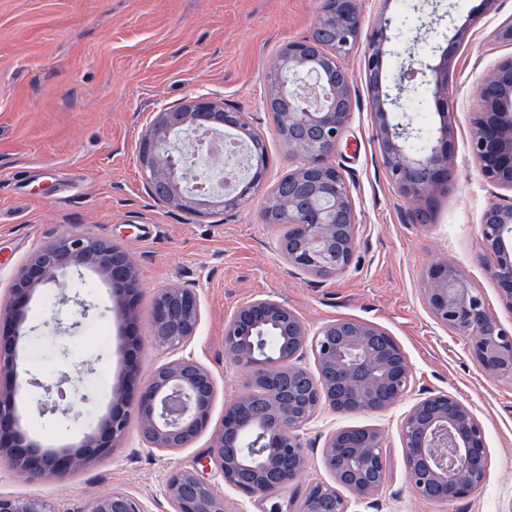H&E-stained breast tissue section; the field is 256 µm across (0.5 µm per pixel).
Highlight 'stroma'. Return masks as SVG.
I'll return each instance as SVG.
<instances>
[{"mask_svg": "<svg viewBox=\"0 0 512 512\" xmlns=\"http://www.w3.org/2000/svg\"><path fill=\"white\" fill-rule=\"evenodd\" d=\"M362 0L365 27L392 16L400 38L386 43L389 67L399 70L409 47L424 50L451 27L465 28L449 81L419 87L427 128L439 124L437 98L453 113L452 175L415 203L390 181L375 139L363 51L345 64L354 105L336 164L349 185L360 232L351 266L318 277L279 255L281 228L264 223L262 198L225 213L189 221L155 199L139 162V138L166 106L206 95L248 112L267 134L266 187L290 168L265 108L267 69L287 42L310 36L319 0H0V301L35 251L62 233L117 243L136 263L141 291L134 327L103 313L108 291L101 274L70 270L40 285L23 311L26 339L19 377L29 384L24 415L29 435L45 448H72L98 430L108 406L128 391L130 375L145 379L172 358L151 338L154 301L174 285L195 289L201 318L184 354L216 381L209 422L187 448L149 450L130 424L112 454L66 481H30L0 465V495L56 501L60 512H87L112 490L142 501L148 512H169L163 494L178 470H200L224 409L246 385V374L225 356L224 325L251 299L271 297L310 328L345 318L385 330L406 353L413 378L389 410L339 416L322 411L304 431L309 463L286 493L300 501L314 481H330L321 448L345 427L377 429L383 437L387 483L359 512H512V375L491 377L472 359L466 337L439 323L422 294L435 263L450 262L478 288L489 312L512 328L481 258V218L512 191L488 184L475 163L470 131L475 93L486 75L512 58V42L495 30L512 16V0ZM66 306H59L60 298ZM84 398L63 419L40 413L45 390ZM449 393L467 403L485 433L488 476L467 498L441 503L411 489L403 466L401 423L420 398Z\"/></svg>", "mask_w": 512, "mask_h": 512, "instance_id": "1", "label": "stroma"}]
</instances>
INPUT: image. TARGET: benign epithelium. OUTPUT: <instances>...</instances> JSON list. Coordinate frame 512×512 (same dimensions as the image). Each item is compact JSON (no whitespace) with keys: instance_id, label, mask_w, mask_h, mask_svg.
Wrapping results in <instances>:
<instances>
[{"instance_id":"benign-epithelium-1","label":"benign epithelium","mask_w":512,"mask_h":512,"mask_svg":"<svg viewBox=\"0 0 512 512\" xmlns=\"http://www.w3.org/2000/svg\"><path fill=\"white\" fill-rule=\"evenodd\" d=\"M392 20L385 18L364 32L361 0H320L314 33L286 43L271 65L269 98L288 102L276 113L274 132L288 153V195H264L262 217L268 224H287L290 238L280 254L288 265L326 277L351 265L359 232L352 195L333 161L353 109V80L344 58L365 44L364 64L371 93L375 138L388 176L406 198L420 201L451 175L450 112L438 109L439 126L422 152L411 151L414 135L407 114L391 107L420 85H441L448 78L459 28L440 56L408 52L407 63L387 80L383 45ZM471 150L490 184L512 191V58L499 64L477 94ZM205 129L243 133V145L256 153L252 172L241 175L221 193L201 194L183 184L181 155L169 148L177 130ZM265 134L249 113L228 108L204 95L191 96L156 113L139 141V161L150 193L160 202L202 218L214 209L234 210L263 190L261 150ZM484 249L497 256L486 266L512 309V203H491L481 221ZM97 240L65 233L43 246L0 304V323L9 325L5 342L25 338L23 308L38 285L69 267H88ZM100 273L124 291V312L132 313L141 282L135 264L122 252L107 260ZM423 296L434 318L470 339L471 355L490 376L512 375V332L487 310L477 289L456 268L442 261L422 282ZM199 299L192 288L172 286L157 294L152 338L177 349L196 334ZM270 326L288 337V347L260 351L253 341ZM225 354L243 369L249 390L225 407L224 419L211 437L207 458L224 483L239 493L266 501L297 482L308 466L303 431L323 410L337 415L377 413L391 408L406 393L412 377L401 347L380 328L356 319L336 320L315 330L284 303L258 298L240 305L224 330ZM311 353L313 365L304 361ZM15 382L0 392V458L30 480L64 481L89 459L112 452L130 417L150 448H187L207 426L216 382L211 371L191 356L174 358L151 370L136 399L122 395L119 408L103 419L102 431L87 434L85 450L45 451L25 432L17 411L18 361L15 351L0 352V375ZM404 465L414 492L434 501H456L479 489L488 474L484 431L469 405L445 393L426 396L406 413L401 426ZM333 483L312 482L295 512H354L378 494L387 481L380 432L360 428L329 433L321 448ZM165 498L171 512H224V497L214 493L196 471H176L167 479ZM93 512H147L135 497L113 491L92 502ZM0 512H59L45 498L0 496Z\"/></svg>"}]
</instances>
